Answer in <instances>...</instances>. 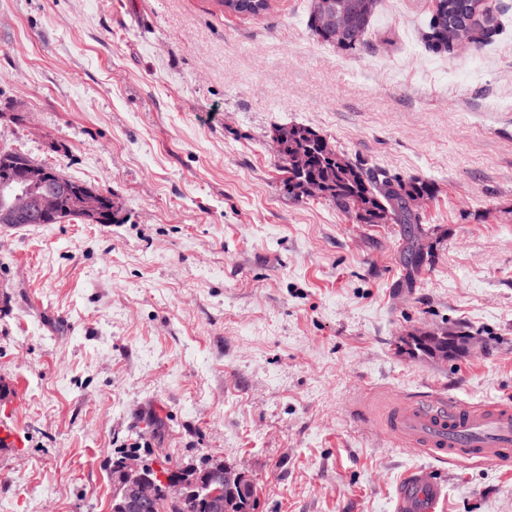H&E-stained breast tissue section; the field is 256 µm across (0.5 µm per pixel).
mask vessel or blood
<instances>
[{
  "label": "vessel or blood",
  "instance_id": "obj_1",
  "mask_svg": "<svg viewBox=\"0 0 512 512\" xmlns=\"http://www.w3.org/2000/svg\"><path fill=\"white\" fill-rule=\"evenodd\" d=\"M393 429L438 458H478L512 464V408L475 409L447 398L395 407ZM441 481L425 468L407 471L396 487L394 512H440Z\"/></svg>",
  "mask_w": 512,
  "mask_h": 512
}]
</instances>
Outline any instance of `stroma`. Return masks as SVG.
<instances>
[{
  "mask_svg": "<svg viewBox=\"0 0 512 512\" xmlns=\"http://www.w3.org/2000/svg\"><path fill=\"white\" fill-rule=\"evenodd\" d=\"M487 2L491 42L438 53L432 0H380L348 52L309 30V0H0V151L122 205L0 227V512H111L120 448L231 465L255 512H393L413 467L444 512H512V471L385 424L424 395L512 404V0ZM284 124L433 183L431 266L408 280L401 225L289 197ZM459 326L481 352L398 349Z\"/></svg>",
  "mask_w": 512,
  "mask_h": 512,
  "instance_id": "obj_1",
  "label": "stroma"
}]
</instances>
